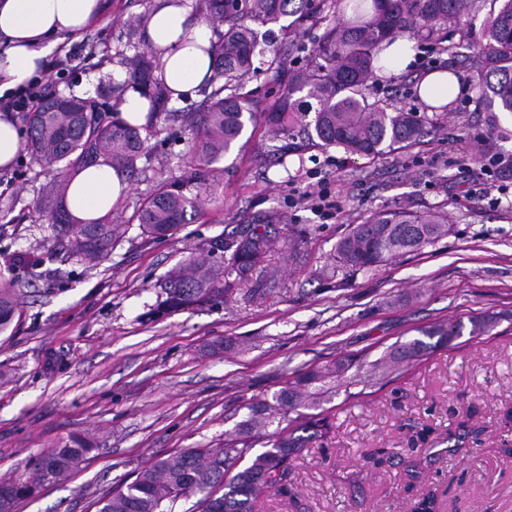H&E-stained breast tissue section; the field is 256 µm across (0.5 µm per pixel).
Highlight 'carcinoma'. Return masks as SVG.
<instances>
[{
    "label": "carcinoma",
    "instance_id": "carcinoma-1",
    "mask_svg": "<svg viewBox=\"0 0 512 512\" xmlns=\"http://www.w3.org/2000/svg\"><path fill=\"white\" fill-rule=\"evenodd\" d=\"M206 20L216 33L205 52L214 58L206 77L210 92L196 112L167 111L172 91L156 81L145 55L126 62L128 84L150 102L148 123L134 127L119 117L117 103L100 107L96 99H75V111L55 110L57 97L48 98L37 112H26L28 129L24 145L32 160L54 172L57 205L46 212L56 230L58 246L89 263L106 257L122 241L126 225L112 215L90 224H73L63 205L69 178L77 169L107 161L130 175L151 165L146 142L156 132L160 118L179 119L192 135L189 157L182 174L159 178L150 190L126 204L130 219L138 222L150 239L174 234L187 212L202 208L216 193L224 168L219 162L241 136L245 123L262 117L277 136L302 128L307 143L321 148L341 147L354 155L376 157L384 149L412 144L424 134L426 117L415 112H389L366 96L378 69V54L386 40L411 33L439 51L455 53L453 38L441 26L457 25L487 0H330L333 7L351 10L347 20L330 19L315 0H202ZM498 10L489 14L482 39L467 55L476 80L478 100L490 112H512V0H492ZM323 27L314 43L309 63L287 67L288 51H299L308 27ZM278 29L281 45L259 41L257 28ZM265 66L277 85V95L264 108L242 93L244 83ZM144 162L139 167L138 162ZM452 231L446 213L417 214L402 208L377 212L356 224L336 245V258L352 271L369 270L447 236ZM268 247L265 233L246 228L212 247L211 257L189 256L166 275L165 298L157 312L167 314L224 303L238 286L249 280L263 262ZM19 282L0 279V333L9 329L18 312ZM497 317L470 319V335L487 332ZM464 324H438L421 334L436 343L416 338L392 347L372 364L371 376H346L351 362L315 368L296 376L271 399L251 406V415L238 424L237 434L214 448H188L154 459L135 479L97 501L96 512H175V504L197 497L186 512H255L258 496L288 476L297 449L320 435L325 420L304 413L320 402L323 391L313 385L328 379L343 381L346 397L358 398L374 378L389 370L409 366L436 344L461 335ZM295 417H290V414ZM288 425L268 431L274 419ZM258 444L264 451L251 455ZM93 445L72 436L42 457L31 475L0 484L7 512L33 494L46 478L56 481L83 461ZM246 465L229 476L231 468Z\"/></svg>",
    "mask_w": 512,
    "mask_h": 512
}]
</instances>
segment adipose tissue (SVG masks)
Returning <instances> with one entry per match:
<instances>
[{
	"label": "adipose tissue",
	"mask_w": 512,
	"mask_h": 512,
	"mask_svg": "<svg viewBox=\"0 0 512 512\" xmlns=\"http://www.w3.org/2000/svg\"><path fill=\"white\" fill-rule=\"evenodd\" d=\"M104 10L105 0H0V95L29 84L54 49ZM145 36L158 80L174 96L193 95L212 68L204 52L211 36L207 23L193 18L187 0H156ZM128 191L124 173L101 162L72 177L66 207L75 222L88 223L108 214Z\"/></svg>",
	"instance_id": "ef3b65f1"
}]
</instances>
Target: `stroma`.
<instances>
[{
  "label": "stroma",
  "instance_id": "obj_1",
  "mask_svg": "<svg viewBox=\"0 0 512 512\" xmlns=\"http://www.w3.org/2000/svg\"><path fill=\"white\" fill-rule=\"evenodd\" d=\"M155 0H107L103 18L71 42L80 57L55 92L79 96L109 67L148 52L143 17ZM454 71L467 101L427 112L413 146L368 159L332 147H304L279 161L263 123L248 125L221 162L215 198L176 234L123 241L98 264L61 251L43 217L53 175L19 153L0 170V271L16 254L37 266L13 271L19 313L0 334V482L30 472L72 435L92 451L58 481L17 502L15 512H96V502L133 480L148 459L223 443L249 414L296 375L346 357L373 363L420 329L483 312L506 320L483 336L462 335L358 399L328 380L317 413L325 434L293 461L282 488L256 512H414L434 496L435 512H512V171L492 201L481 166L512 157V114L477 107L463 57L435 56ZM419 63L375 77L368 95L388 111L420 109ZM190 133L162 121L148 142L153 167L132 177L129 198L156 173H181ZM325 190L323 212L293 206L304 190ZM449 213L448 236L374 270L336 266V245L355 224L392 208ZM254 224L268 227L267 260L279 269L266 293L242 284L223 304L170 315L154 309L161 283L190 254ZM467 427L463 449L448 436Z\"/></svg>",
  "mask_w": 512,
  "mask_h": 512
}]
</instances>
